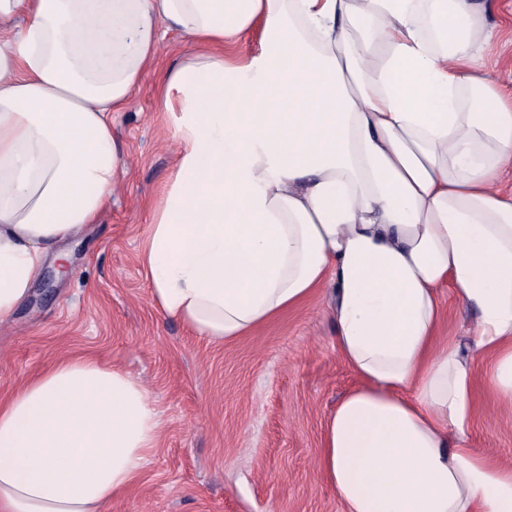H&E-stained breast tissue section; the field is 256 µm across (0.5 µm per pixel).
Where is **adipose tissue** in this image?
Instances as JSON below:
<instances>
[{"mask_svg":"<svg viewBox=\"0 0 512 512\" xmlns=\"http://www.w3.org/2000/svg\"><path fill=\"white\" fill-rule=\"evenodd\" d=\"M165 30L197 53L163 78L155 303L221 344L328 290L357 378L320 460L343 512H512V466L464 443L474 369L438 334L448 285L512 406V99L472 0H0V324L110 203L112 114ZM158 438L141 382L61 359L0 403V512H106Z\"/></svg>","mask_w":512,"mask_h":512,"instance_id":"ef3b65f1","label":"adipose tissue"}]
</instances>
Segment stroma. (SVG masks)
Returning <instances> with one entry per match:
<instances>
[{
	"instance_id": "35a3bbf8",
	"label": "stroma",
	"mask_w": 512,
	"mask_h": 512,
	"mask_svg": "<svg viewBox=\"0 0 512 512\" xmlns=\"http://www.w3.org/2000/svg\"><path fill=\"white\" fill-rule=\"evenodd\" d=\"M495 39L485 68L512 93V0H480ZM192 53L168 33L157 67L113 115L127 174L95 223L64 244L68 273L52 293L33 290L0 326V400L56 360L91 356L148 389L161 422L158 444L108 512H342L320 469L328 415L356 378L336 351L327 300L317 295L251 335L217 345L166 317L153 302L138 254L151 203L171 182L179 145L159 106L164 72ZM440 335L475 368L480 408L469 444L512 463V412L488 387L491 357L472 347L476 313L441 290Z\"/></svg>"
}]
</instances>
